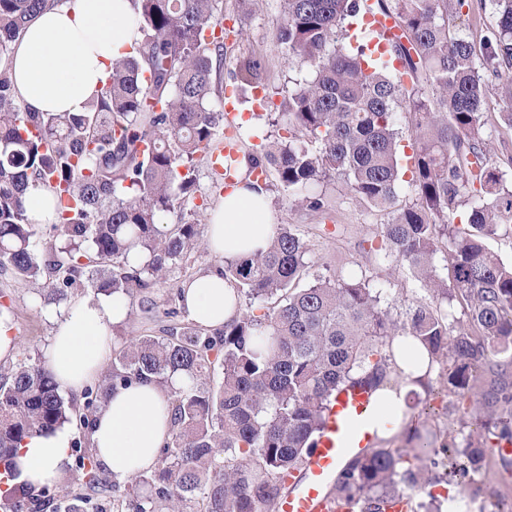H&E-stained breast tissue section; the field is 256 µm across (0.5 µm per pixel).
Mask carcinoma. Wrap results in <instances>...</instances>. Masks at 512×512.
<instances>
[{
    "label": "carcinoma",
    "mask_w": 512,
    "mask_h": 512,
    "mask_svg": "<svg viewBox=\"0 0 512 512\" xmlns=\"http://www.w3.org/2000/svg\"><path fill=\"white\" fill-rule=\"evenodd\" d=\"M65 0H0V269L21 280L46 277L58 299L94 268L97 291L134 298L153 293L169 270L198 251L195 161L224 140V113L207 108L224 40L204 34L222 22V0H132L141 41L136 54L112 63L105 90L83 112H28L17 100L11 46L37 14ZM277 44L306 64L312 77L279 91L288 114L286 135L251 153L249 174L276 173V187L302 206L324 209L317 185L343 180L365 204L389 215L385 250L433 294L399 323L380 306V292L361 280L319 276L300 285L309 268L308 244L291 224L277 227L269 247L226 261L224 280L258 301L219 330L176 321L163 336H140L112 361L108 379L83 391L84 409L46 364H0V467L14 484L3 508L40 512L53 496L33 493L18 477L15 457L25 439L48 434L79 416L91 432V412L109 391L132 379L188 384L171 391L174 429L157 467L134 481L146 491L116 504L119 512H276L284 477L302 471L337 391L361 385L373 394L405 383L393 342L418 339L427 358L410 366L440 369L467 415L461 440L429 433L431 468H402L403 449L354 456L331 494L354 512H439L453 480L472 487L479 512H512V499L485 484L493 465L512 466V265L485 240L512 223V188L487 155L483 109L498 97L512 127V0H492L496 27L477 46L456 28L466 0H374L394 20L390 58L375 55L362 30L363 0H278ZM260 58L238 69L244 84L262 86ZM413 115L412 154L401 151L398 120ZM410 166L415 199L396 206ZM49 189L57 202L53 240L34 245L25 194ZM468 207L465 222L454 224ZM180 223L162 230L163 215ZM446 242L454 288L437 274V244ZM144 261L133 264L130 253ZM457 301L463 323L449 320L443 302ZM221 375L204 388L202 378ZM84 492L77 502L111 488L89 450L79 457Z\"/></svg>",
    "instance_id": "carcinoma-1"
}]
</instances>
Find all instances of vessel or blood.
I'll return each mask as SVG.
<instances>
[{
	"label": "vessel or blood",
	"instance_id": "1",
	"mask_svg": "<svg viewBox=\"0 0 512 512\" xmlns=\"http://www.w3.org/2000/svg\"><path fill=\"white\" fill-rule=\"evenodd\" d=\"M363 22L375 42L393 34V21L364 8ZM372 394L359 386H345L332 399L316 445L300 474L288 478L278 512H353L330 494L331 483L343 456L362 454L376 443L374 422L367 413Z\"/></svg>",
	"mask_w": 512,
	"mask_h": 512
}]
</instances>
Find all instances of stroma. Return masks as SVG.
<instances>
[{
  "instance_id": "stroma-1",
  "label": "stroma",
  "mask_w": 512,
  "mask_h": 512,
  "mask_svg": "<svg viewBox=\"0 0 512 512\" xmlns=\"http://www.w3.org/2000/svg\"><path fill=\"white\" fill-rule=\"evenodd\" d=\"M224 48L226 58L221 74L223 86L232 83L230 73L240 55L250 53L263 58L264 77L272 86L286 83L288 78L305 77L307 70L300 59L289 55L275 42L279 21L277 0H224ZM496 24L490 0H468L457 20L461 33L481 40ZM486 120V151L507 174L512 184V127L500 118L497 99H490ZM326 197L325 211L314 213L300 206L295 198L279 190L269 193L274 223L291 224L302 234L310 248V276L336 279H366L381 291V306L394 320H405L409 309L429 304L432 296L400 265L395 257L377 253L370 248V239L386 223L385 213L369 208L343 183L335 180L319 186ZM12 300L10 334L15 348L10 360L44 357V347L52 332L45 316L53 302L46 282L30 283L0 274V292ZM432 393L409 394L407 402L412 412L410 428L432 429L460 435L458 415H442L448 404V391L440 380H433Z\"/></svg>"
}]
</instances>
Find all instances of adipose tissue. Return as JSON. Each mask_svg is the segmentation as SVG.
Segmentation results:
<instances>
[{"instance_id": "adipose-tissue-1", "label": "adipose tissue", "mask_w": 512, "mask_h": 512, "mask_svg": "<svg viewBox=\"0 0 512 512\" xmlns=\"http://www.w3.org/2000/svg\"><path fill=\"white\" fill-rule=\"evenodd\" d=\"M139 40L131 0H65L32 19L12 47L10 71L19 102L31 112H80L100 94L115 58L133 54ZM209 252L231 261L268 247L273 237L268 194L255 181L238 180L206 224ZM183 306L197 325L223 327L239 301L229 282L203 271L183 285ZM129 314L121 295L77 299L49 309L53 326L45 360L61 385L77 392L92 383L110 352L112 327ZM153 380L117 386L95 416L91 445L117 481L153 469L172 430L170 389ZM70 433L59 429L28 438L18 451L22 481L56 483L70 464Z\"/></svg>"}]
</instances>
